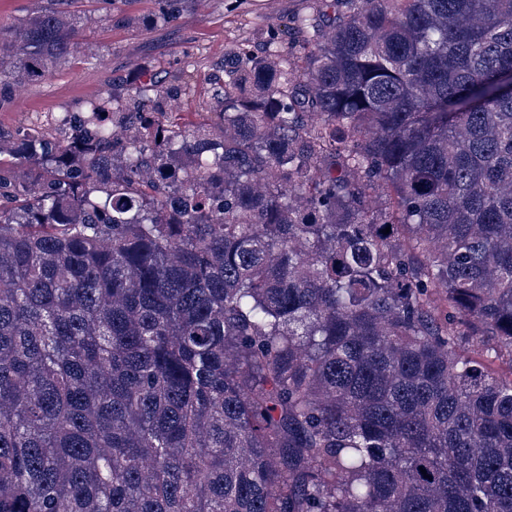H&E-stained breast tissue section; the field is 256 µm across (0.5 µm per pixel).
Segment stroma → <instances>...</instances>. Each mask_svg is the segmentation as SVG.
I'll use <instances>...</instances> for the list:
<instances>
[{
  "instance_id": "obj_1",
  "label": "stroma",
  "mask_w": 512,
  "mask_h": 512,
  "mask_svg": "<svg viewBox=\"0 0 512 512\" xmlns=\"http://www.w3.org/2000/svg\"><path fill=\"white\" fill-rule=\"evenodd\" d=\"M311 3L194 0L159 27L151 23L157 0H84L93 21L78 26L65 65L50 68L36 84L0 91V128H27L49 113L78 110L107 88L124 90L145 75L165 79L180 72L191 75L192 86L174 109L194 115L214 98L227 54L260 52L265 40L281 37L288 18Z\"/></svg>"
}]
</instances>
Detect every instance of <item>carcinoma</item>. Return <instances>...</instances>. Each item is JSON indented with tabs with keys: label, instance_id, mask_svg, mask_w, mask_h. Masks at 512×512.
Masks as SVG:
<instances>
[{
	"label": "carcinoma",
	"instance_id": "carcinoma-1",
	"mask_svg": "<svg viewBox=\"0 0 512 512\" xmlns=\"http://www.w3.org/2000/svg\"><path fill=\"white\" fill-rule=\"evenodd\" d=\"M288 31L196 125L147 77L0 133V512H512V0Z\"/></svg>",
	"mask_w": 512,
	"mask_h": 512
}]
</instances>
